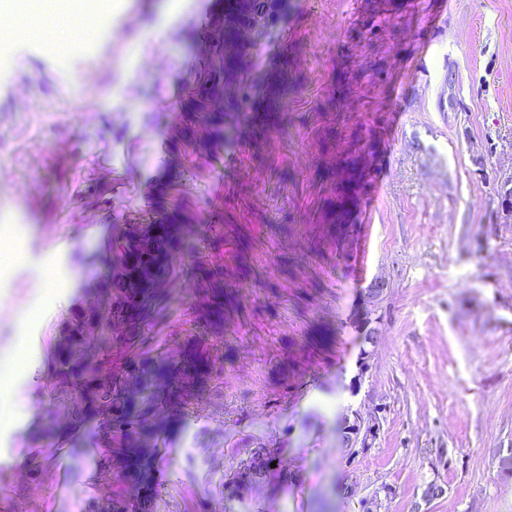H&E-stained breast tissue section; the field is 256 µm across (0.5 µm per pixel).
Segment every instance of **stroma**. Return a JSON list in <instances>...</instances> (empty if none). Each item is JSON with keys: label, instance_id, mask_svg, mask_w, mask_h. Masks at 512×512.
<instances>
[{"label": "stroma", "instance_id": "35a3bbf8", "mask_svg": "<svg viewBox=\"0 0 512 512\" xmlns=\"http://www.w3.org/2000/svg\"><path fill=\"white\" fill-rule=\"evenodd\" d=\"M215 2L109 0L82 35L0 49V230L19 257L0 268V359L27 354L0 382L20 411L0 422V478L29 512L97 497L90 425L28 491L46 417L66 414L34 407L51 398L49 347L91 297L113 226L154 220L197 225L182 271L197 258L224 271L223 321L201 287L163 294L167 314L128 329L172 360L198 347L208 366L192 384L201 420L179 408L157 431L154 512H362L385 485L381 512H512L499 468L512 448V223L496 221L512 176V0H429V23L413 0H283L234 77ZM272 95L285 103L277 131L239 144L249 108ZM175 108L192 123L173 122ZM271 250L275 280L260 265ZM365 314L378 343L357 386L344 373ZM343 392L361 414L381 410L355 458L332 411ZM260 449L270 464L257 473ZM434 479L446 493L423 503Z\"/></svg>", "mask_w": 512, "mask_h": 512}]
</instances>
